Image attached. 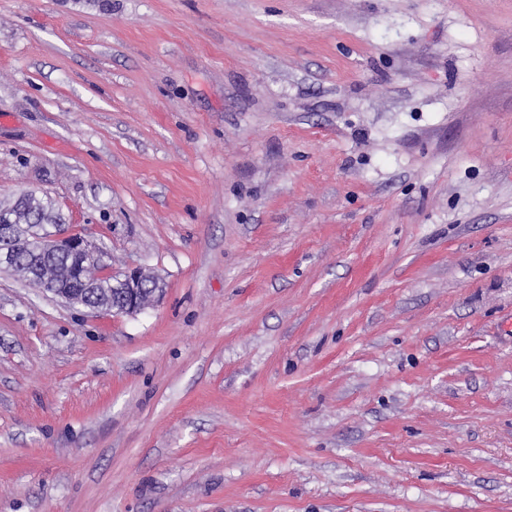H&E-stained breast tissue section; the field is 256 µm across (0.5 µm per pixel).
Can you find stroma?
<instances>
[{"label": "stroma", "mask_w": 512, "mask_h": 512, "mask_svg": "<svg viewBox=\"0 0 512 512\" xmlns=\"http://www.w3.org/2000/svg\"><path fill=\"white\" fill-rule=\"evenodd\" d=\"M0 512H512V0H0ZM0 238L8 241L10 224H26V228L19 232V237L23 236L25 240L36 239L48 229L56 227L54 231L43 235L38 239L41 246V253L48 262L57 260L64 265L69 258H79L83 261H96L100 268L102 278L112 277V287L110 288L112 299V288L118 289L121 293L122 305L115 307L100 300H96L91 291L87 288H52L49 282L50 276L46 270L36 269L28 273V282L44 293L51 294L54 298L62 302L95 312L114 313L121 315H133L145 309L155 297L162 292L161 286L150 294L143 291V282L147 275L140 269H134L127 272L121 278L112 275L102 263V252L100 248L87 240L78 233H72L61 227L66 224V219L55 202L47 195H40L33 189H22L13 197L0 200ZM66 258V259H59ZM87 262L83 267L84 279L89 282L99 280V266Z\"/></svg>", "instance_id": "stroma-1"}]
</instances>
